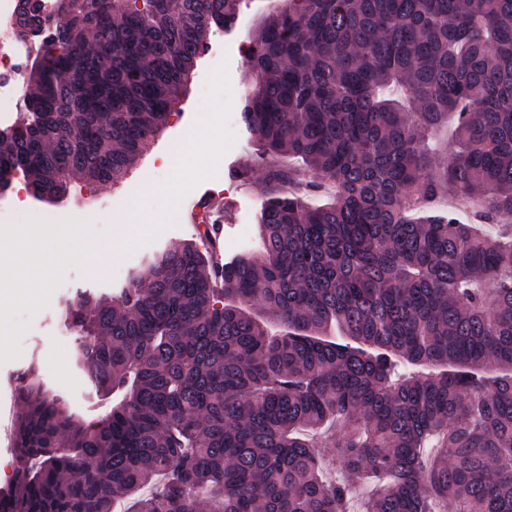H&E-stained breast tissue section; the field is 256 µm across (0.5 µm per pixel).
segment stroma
<instances>
[{
    "mask_svg": "<svg viewBox=\"0 0 512 512\" xmlns=\"http://www.w3.org/2000/svg\"><path fill=\"white\" fill-rule=\"evenodd\" d=\"M273 0H243L232 28H213L208 48L196 62L188 85L180 97L159 138L150 151L138 158L125 180L117 185L100 184L87 186L75 184L71 198L64 203L50 205L38 203V210L57 212L61 217L78 218L96 215L98 228H105L113 216L128 211L132 200L139 196L146 181L166 185L171 172L161 165V155L167 154L171 145L179 140L185 127L200 125L207 112V98L217 70L226 73L231 105L226 128L232 140L222 154L214 176L200 181V188H211L229 193L236 201L234 218L224 228V256L233 258L237 248L232 241L240 228H247L251 248H258V217L268 194L267 170L255 166L250 183L236 179V165L254 155L257 147L241 121V109L249 74L246 52L250 39L262 17L273 11ZM200 235L192 225L176 221L159 238L124 252L123 242H116L108 275L93 276L88 270L71 265L63 273L61 283L53 290L46 306L36 312H22L13 318L14 323L25 324L26 329L18 340L16 357L0 361V487L6 486L11 473L14 454L10 449L7 430L19 406L15 402L14 376L31 360L38 358L41 371L55 392L63 396L77 411L95 413L98 402L88 384L75 370L71 356L74 347L72 337L63 335V303L86 289L113 290L119 288L118 272L133 273L149 255L175 242L199 241Z\"/></svg>",
    "mask_w": 512,
    "mask_h": 512,
    "instance_id": "stroma-1",
    "label": "stroma"
}]
</instances>
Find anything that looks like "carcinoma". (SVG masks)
Returning a JSON list of instances; mask_svg holds the SVG:
<instances>
[{
    "label": "carcinoma",
    "instance_id": "1",
    "mask_svg": "<svg viewBox=\"0 0 512 512\" xmlns=\"http://www.w3.org/2000/svg\"><path fill=\"white\" fill-rule=\"evenodd\" d=\"M240 2L32 0L53 37L0 188L122 180ZM247 66L239 177L303 165L269 168L261 251L219 271L183 242L70 302L105 412L18 371L0 512H353L363 477V512H512V0H283ZM450 119L438 164L422 133ZM451 192L477 223L436 207Z\"/></svg>",
    "mask_w": 512,
    "mask_h": 512
}]
</instances>
